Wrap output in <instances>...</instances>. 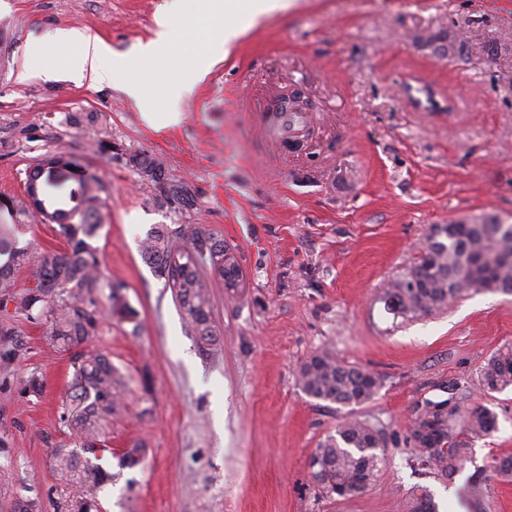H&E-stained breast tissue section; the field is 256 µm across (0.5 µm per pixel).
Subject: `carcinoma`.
<instances>
[{
  "label": "carcinoma",
  "instance_id": "carcinoma-1",
  "mask_svg": "<svg viewBox=\"0 0 512 512\" xmlns=\"http://www.w3.org/2000/svg\"><path fill=\"white\" fill-rule=\"evenodd\" d=\"M71 165L68 160L46 169L43 180L45 208L67 219L58 229L62 250L36 255L16 245V225L0 224V309L11 303L31 322L47 324L48 345L77 361L73 392L61 420L79 436L81 452L52 451L56 508L101 512L99 493L113 478L99 464L104 453L117 459L120 467L133 468L141 463L145 446L135 443L118 452L105 446L102 437L121 412L128 381L109 355L91 342L106 317L132 325L134 333L140 323L122 293L125 285L104 277L92 244L101 228V184L94 176L69 169ZM141 252L155 276L171 289L188 333L205 346L213 345L211 276L229 275L224 269V239L201 224H160L142 240ZM18 269L26 270L30 283L21 292L15 291ZM480 290L512 294V225L495 235L481 233L476 221L455 236L440 225L432 227L419 261L390 282L384 303L395 316L412 319ZM480 376L492 392L512 387V347L498 349ZM298 382L309 397L341 406L371 401L380 386L375 373L346 364L329 350L313 354L300 366ZM446 404V399L424 401L413 420L409 444L417 465L451 480L469 454L468 444L456 441V426L470 439L481 438L496 428V415L485 407L462 415L458 406L448 409ZM383 447L378 428L347 419L312 455V479L331 501L357 496L377 479ZM408 512H438V506L432 494L421 489L411 498Z\"/></svg>",
  "mask_w": 512,
  "mask_h": 512
}]
</instances>
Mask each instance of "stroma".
I'll use <instances>...</instances> for the list:
<instances>
[{"label":"stroma","mask_w":512,"mask_h":512,"mask_svg":"<svg viewBox=\"0 0 512 512\" xmlns=\"http://www.w3.org/2000/svg\"><path fill=\"white\" fill-rule=\"evenodd\" d=\"M169 0H0V217L18 244L62 249L52 225L18 211L25 172L48 153L72 156L105 190L95 241L104 275L125 286L140 328L105 323L93 341L129 380L112 448L146 447L142 464L107 461L103 512H406L418 488L439 512H464L457 489L486 483L477 512H512V388L480 373L512 345V295L465 294L414 319L382 302L421 254L432 226L493 215L512 224V0H294L260 19L160 128L109 83L19 82L31 42L61 28L128 52L153 38ZM232 6L200 23L185 4L180 32L152 63L135 60L158 111L179 87V60L219 39ZM300 93L307 134L276 145L270 111ZM161 165L162 186L140 170ZM202 224L233 250L245 286L212 290L219 340L202 354L171 291L141 256L152 227ZM45 326L0 311V450L12 464L0 512L14 499H57L51 451L80 441L61 421L76 366ZM327 349L381 381L357 407L315 400L297 370ZM38 395L19 389L31 375ZM485 406L497 428L470 441L448 483L413 461L406 439L424 400ZM382 430L384 459L361 495L331 501L312 454L346 418Z\"/></svg>","instance_id":"obj_1"}]
</instances>
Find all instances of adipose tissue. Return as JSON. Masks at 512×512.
<instances>
[{
  "label": "adipose tissue",
  "instance_id": "ef3b65f1",
  "mask_svg": "<svg viewBox=\"0 0 512 512\" xmlns=\"http://www.w3.org/2000/svg\"><path fill=\"white\" fill-rule=\"evenodd\" d=\"M286 6V0H242L240 9L244 16L243 21L226 22L222 42L203 48L185 60V91H192L216 60L223 58L225 46L234 43L245 33L246 23L255 22L268 13ZM70 50L79 55L82 64L80 69L66 73L62 71L59 61L62 55ZM126 59L125 53L113 50L111 45L98 35L62 29L52 42H35L30 45L25 73L48 79L63 74L67 79L77 83L87 81L95 84L109 81L121 85L125 92L134 98L137 106L151 123L166 126L177 123L178 112H156L153 101L141 97L139 80L129 72Z\"/></svg>",
  "mask_w": 512,
  "mask_h": 512
}]
</instances>
